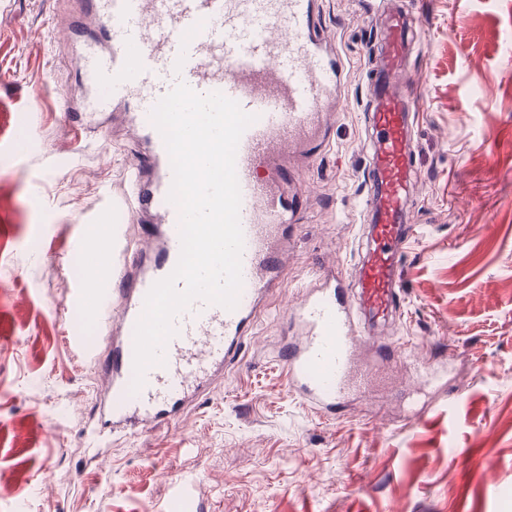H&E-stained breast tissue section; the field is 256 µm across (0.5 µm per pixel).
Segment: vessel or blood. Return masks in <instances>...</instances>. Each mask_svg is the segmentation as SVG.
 I'll list each match as a JSON object with an SVG mask.
<instances>
[{"label": "vessel or blood", "instance_id": "vessel-or-blood-1", "mask_svg": "<svg viewBox=\"0 0 512 512\" xmlns=\"http://www.w3.org/2000/svg\"><path fill=\"white\" fill-rule=\"evenodd\" d=\"M317 10V0H80L61 26V38L77 47L70 64L81 84L73 110L85 114V129L102 131L121 108L147 145L120 207L126 221L153 225L144 251L116 268L106 252L88 255L83 233L70 247L98 274L75 282L69 306L113 321L97 397L101 428L145 432L175 424L251 334L259 302L282 286L280 243L293 209L288 187L296 182L289 160L326 143L329 116L346 87V62L318 32ZM382 22L384 50L365 114L368 194L359 260L348 274L320 272L285 312L281 357L289 391L322 417L367 394L376 368L363 348L383 349L410 375L420 359L413 346L378 334L401 307L397 264L414 231L409 127L419 103L405 66L407 13L386 10ZM180 80L200 94L222 92L257 117L236 151L243 284L235 309L197 300L178 315L163 364L148 368L135 391V326L150 288L174 270L180 254L179 213L168 200L170 157L150 112Z\"/></svg>", "mask_w": 512, "mask_h": 512}]
</instances>
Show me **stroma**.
<instances>
[{"label":"stroma","instance_id":"obj_1","mask_svg":"<svg viewBox=\"0 0 512 512\" xmlns=\"http://www.w3.org/2000/svg\"><path fill=\"white\" fill-rule=\"evenodd\" d=\"M77 0H0V512H512V0H404L415 38L414 236L398 266L401 319L383 330L426 356L420 385L378 365L368 397L326 421L286 387L284 312L362 234L366 86L376 17L324 0L348 67L330 143L301 173L284 286L237 358L172 426L96 434L108 326L67 298L87 213L120 201L139 144L74 125L80 76L54 36Z\"/></svg>","mask_w":512,"mask_h":512}]
</instances>
